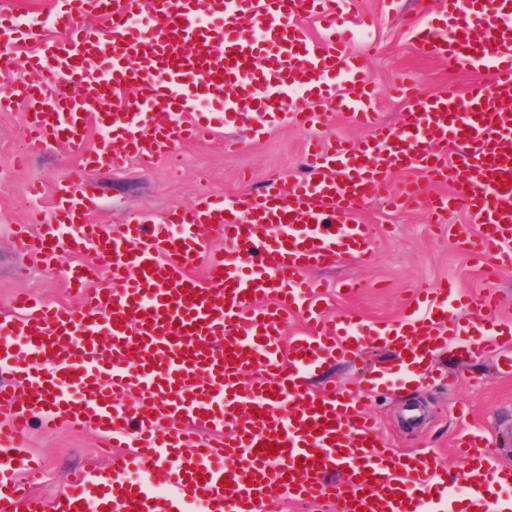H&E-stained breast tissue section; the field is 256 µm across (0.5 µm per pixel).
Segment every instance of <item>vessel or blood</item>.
Segmentation results:
<instances>
[{
    "label": "vessel or blood",
    "instance_id": "obj_1",
    "mask_svg": "<svg viewBox=\"0 0 512 512\" xmlns=\"http://www.w3.org/2000/svg\"><path fill=\"white\" fill-rule=\"evenodd\" d=\"M350 0H155L151 24L131 28L144 0H54L61 41L25 59L23 78L0 92V112L27 109L32 147L64 138L82 161L61 188L53 221L38 233L16 227L33 262L65 256L86 262L64 268L83 302L50 305L15 297L0 323V482L7 507L50 512L27 496L17 473L34 476L24 454L33 415L46 428L65 424L99 431L118 449L113 477L136 468L124 494L102 498L86 475L66 495L74 512H280L286 499L331 502L333 512H424L413 489L442 479L479 482V512H494L495 486L512 467L495 466L484 437L459 440L476 449L485 469L448 471L424 450L397 458L363 414L365 389L311 391L308 379L331 354L360 359L371 346L391 347L404 384L431 380L438 339L462 333L446 315L463 300L454 285L420 289L402 319L377 332L362 323L342 329L321 318L314 284L302 274L347 254L363 260L371 240L352 217L379 197L393 171L414 170L448 184L442 213L464 210L482 228L479 245L496 265H512V0H447L443 31L421 30V51L449 69L480 73L464 90L429 97L408 86L399 126L381 125L362 55L336 34ZM105 17L104 37L83 28L89 12ZM305 16L326 35L311 38ZM0 71L12 68L10 44L29 35L26 19L8 20ZM335 104L371 134L360 146L314 144L309 172L288 194L269 185L252 197L199 198L163 223L143 219L110 236L90 223L95 187L87 168L122 167L204 140L212 129L198 103L225 104L242 125L276 117L300 127L320 115L288 106L293 90ZM103 140L86 143L91 119ZM125 135L123 153L107 150V133ZM455 147L458 160H449ZM223 237L232 259L208 258ZM205 265L203 278L195 268ZM472 317L491 319L506 301L496 289L465 300ZM306 314L308 336L282 345L288 312ZM463 358L503 355L497 334L466 340ZM255 372L252 381L243 375ZM25 395H17V388ZM132 451L123 452L127 435Z\"/></svg>",
    "mask_w": 512,
    "mask_h": 512
}]
</instances>
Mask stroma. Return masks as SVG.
Here are the masks:
<instances>
[{"label": "stroma", "instance_id": "1", "mask_svg": "<svg viewBox=\"0 0 512 512\" xmlns=\"http://www.w3.org/2000/svg\"><path fill=\"white\" fill-rule=\"evenodd\" d=\"M49 9V0H0V10L27 16L32 28L27 42L13 50L17 59L56 38ZM351 11L375 20L372 28H351L347 34L354 49L372 51L368 67L383 124L399 125L407 110L403 99L390 94L400 80L414 82L429 96L451 86L463 89L475 80V73L449 71L444 61L421 53L416 45L421 28L442 27L439 5L427 10L423 0H352ZM296 104L320 112L321 122L312 131L277 119L261 132H247L237 126L233 113L208 104L204 111L214 126L208 142L178 146L172 155L154 157L146 164L134 161L121 168L88 169V178L97 186L91 223L109 233L145 217L159 223L168 212L187 207L204 194L262 193L272 176L279 177L287 191L307 174L310 137L327 144L339 139L356 144L368 136L323 100L301 97ZM228 138L237 139L236 148L225 149ZM77 157L76 148L65 141L52 140L41 150H32L24 104L0 112V316L10 314L13 296L23 290L51 302L78 304L63 277L33 265L13 247L10 234L11 225L26 223L32 212L52 218L55 190L65 183ZM356 213L361 223L372 227L369 257L344 258L305 274L306 280L324 286L325 316L344 323H393L422 285L451 281L468 294L484 288V261L469 246L480 229L464 211L449 214L441 224L430 208L398 211L371 200L360 203ZM348 281L362 282L363 287L344 293L341 286ZM440 359L448 366L445 378L407 391L381 385L367 399L365 412L376 419L384 441L401 452L428 449L457 470L462 463L455 456L456 439L481 431L502 448L504 456L512 457V374L497 373L489 362L455 361L447 351ZM394 364L387 346L371 349L363 369L332 356L313 371L311 388H349L364 382L368 370L388 371ZM27 442L29 451L45 465L42 480L32 485L31 492L47 502L66 493L73 472L98 476L112 468L111 459L102 452L101 435L93 431L62 427L48 432L36 424Z\"/></svg>", "mask_w": 512, "mask_h": 512}]
</instances>
